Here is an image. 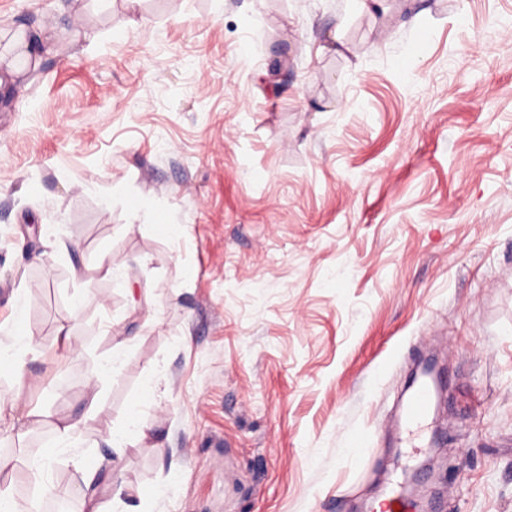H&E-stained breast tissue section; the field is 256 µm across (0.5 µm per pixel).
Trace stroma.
I'll return each instance as SVG.
<instances>
[{"label": "stroma", "instance_id": "35a3bbf8", "mask_svg": "<svg viewBox=\"0 0 512 512\" xmlns=\"http://www.w3.org/2000/svg\"><path fill=\"white\" fill-rule=\"evenodd\" d=\"M47 29L0 91L19 512H89L76 455L101 512H512V0H0L1 45ZM15 342L8 348H0L1 370L7 367L17 384L25 374V360L28 355H41V351L33 344L29 334L18 324L15 325ZM437 379V375L432 374L421 380L405 401L403 412L409 428L405 431L401 430V434L409 448H425L416 443V440L420 438L432 417ZM405 433H407L406 436Z\"/></svg>", "mask_w": 512, "mask_h": 512}]
</instances>
